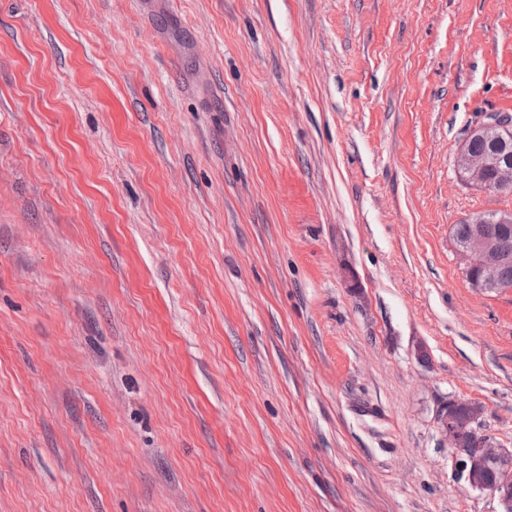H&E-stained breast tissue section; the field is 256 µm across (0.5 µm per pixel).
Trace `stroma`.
<instances>
[{
    "instance_id": "obj_1",
    "label": "stroma",
    "mask_w": 512,
    "mask_h": 512,
    "mask_svg": "<svg viewBox=\"0 0 512 512\" xmlns=\"http://www.w3.org/2000/svg\"><path fill=\"white\" fill-rule=\"evenodd\" d=\"M512 0H0V512H501ZM471 142L469 149V140ZM486 140L490 145L491 149ZM489 149V150H488ZM483 153L484 154H473ZM459 175L470 185L504 196L512 195V114L495 113L478 124L457 153ZM493 174V178L489 175ZM474 216H485L487 218V227L491 232L504 230L509 252H512L511 210L502 212V215L497 220L499 224L495 222L496 216L498 215L497 213H493V211L478 213L471 217ZM485 223L486 220L484 219H470L468 224L466 220H463L460 224H454L452 227L451 236L454 245L456 249H460L459 253L466 261V274H468L471 279L470 281L467 278V281L471 286L473 284V286L478 289L491 287L498 281L497 288H487L485 290L491 292L502 288H512V261L510 260L506 265L501 266L498 275V269L503 256V246L498 238L485 234L480 225ZM469 224H471V237L468 242ZM504 224H510L511 227L505 228ZM464 245L466 246L462 248ZM476 272L480 273L479 278H475L474 274ZM448 401V405L438 411L437 423L448 441V448L453 455L454 467L458 472L459 479H464L472 489L488 491L497 497L503 506L501 512H512V448H506L496 444L498 461L506 462L499 466L495 474L493 485L483 481L482 474L492 467L493 459L488 456L487 448L493 438L485 434L481 427L482 410L474 405L471 422L474 425L472 437V425L470 424V404L466 401ZM456 410V412H455ZM455 420L453 423V414ZM454 427L465 437L458 435ZM470 437V438H468ZM461 464V467H458Z\"/></svg>"
}]
</instances>
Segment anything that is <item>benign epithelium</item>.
Returning a JSON list of instances; mask_svg holds the SVG:
<instances>
[{"mask_svg":"<svg viewBox=\"0 0 512 512\" xmlns=\"http://www.w3.org/2000/svg\"><path fill=\"white\" fill-rule=\"evenodd\" d=\"M469 139H483L491 145L484 154H473L468 144H463L457 153L455 165L463 180L475 187L493 191L504 196L512 195V114L495 113L478 124L470 133ZM484 219H474L471 224V237L467 245L459 250L466 261V274L474 287L485 289L498 281V269L503 256L501 241L485 234ZM457 402L450 401L438 411L437 423L448 441L453 455L455 470L472 489L488 491L497 497L503 506L502 512H512V448L496 445L495 459L503 462L498 467L493 483L482 479V474L492 467L488 456L492 437L481 427L482 410L474 406L471 416L474 435L463 438L454 429L453 414Z\"/></svg>","mask_w":512,"mask_h":512,"instance_id":"7a95c632","label":"benign epithelium"}]
</instances>
